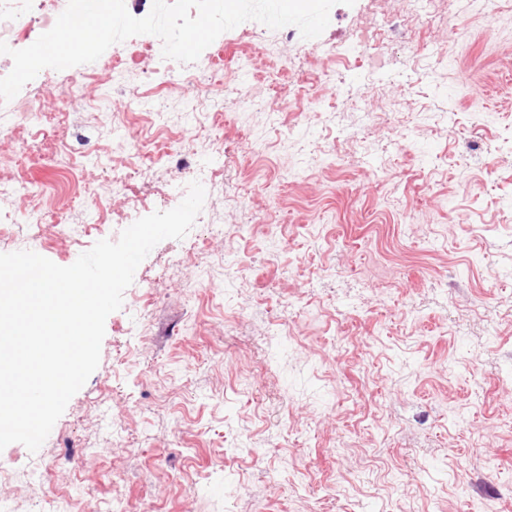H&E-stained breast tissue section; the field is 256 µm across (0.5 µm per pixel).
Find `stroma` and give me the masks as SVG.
Wrapping results in <instances>:
<instances>
[{"label": "stroma", "instance_id": "stroma-1", "mask_svg": "<svg viewBox=\"0 0 512 512\" xmlns=\"http://www.w3.org/2000/svg\"><path fill=\"white\" fill-rule=\"evenodd\" d=\"M272 36L225 32L209 81L245 61L255 104L220 96L222 128L192 123L191 83L127 113L98 60L54 74L87 87L68 149L30 164L40 126L0 138V212L39 208L60 266L178 182L132 141L220 169L210 223L139 265L40 449L0 451V512H512V10L355 0ZM116 166L138 173L119 194Z\"/></svg>", "mask_w": 512, "mask_h": 512}]
</instances>
